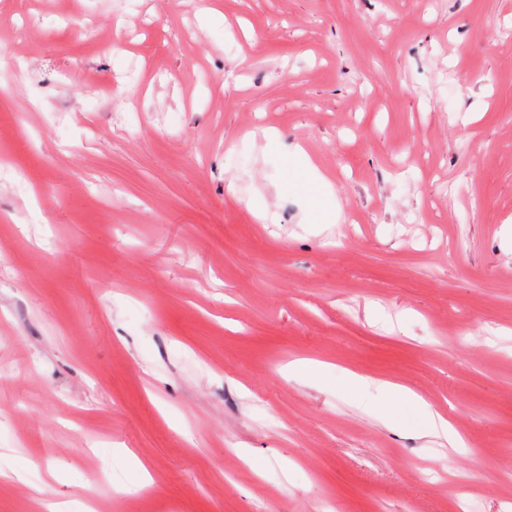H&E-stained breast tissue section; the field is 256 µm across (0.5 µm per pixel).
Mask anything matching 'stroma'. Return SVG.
Segmentation results:
<instances>
[{"label": "stroma", "mask_w": 512, "mask_h": 512, "mask_svg": "<svg viewBox=\"0 0 512 512\" xmlns=\"http://www.w3.org/2000/svg\"><path fill=\"white\" fill-rule=\"evenodd\" d=\"M1 454L0 512H512V0H0ZM302 163L298 169L300 179L307 184L318 190H325L330 187L331 183L321 173V171L310 161L303 151L299 153ZM346 376V381L351 387L375 384L377 388L388 398L397 395L402 396L414 405L417 412L425 422L429 435H443L446 440H448L453 445V448L464 447L465 442L451 427V425L448 423V420H446L439 412L433 409L430 404H428L411 390L393 382L377 381L370 378L361 377L350 372H347Z\"/></svg>", "instance_id": "obj_1"}]
</instances>
